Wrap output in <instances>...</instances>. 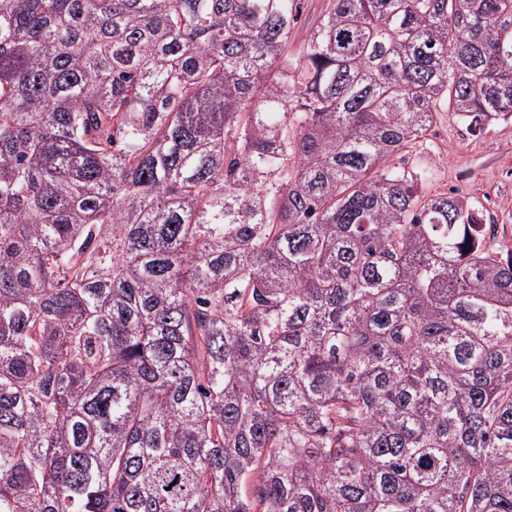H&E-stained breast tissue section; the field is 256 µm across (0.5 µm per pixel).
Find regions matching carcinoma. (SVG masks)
<instances>
[{"label":"carcinoma","mask_w":512,"mask_h":512,"mask_svg":"<svg viewBox=\"0 0 512 512\" xmlns=\"http://www.w3.org/2000/svg\"><path fill=\"white\" fill-rule=\"evenodd\" d=\"M301 2L0 0V512H512V0ZM323 0H305L304 1V10L302 12L301 18L298 22L295 34V43L296 46H299L303 39L305 38L308 30L315 25L317 22L321 3ZM425 141L435 171L428 190L483 206L497 224V240L512 243V122L475 133L453 112H440Z\"/></svg>","instance_id":"1"}]
</instances>
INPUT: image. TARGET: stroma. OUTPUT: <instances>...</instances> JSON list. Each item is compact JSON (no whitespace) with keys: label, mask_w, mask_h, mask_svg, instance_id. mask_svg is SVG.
<instances>
[{"label":"stroma","mask_w":512,"mask_h":512,"mask_svg":"<svg viewBox=\"0 0 512 512\" xmlns=\"http://www.w3.org/2000/svg\"><path fill=\"white\" fill-rule=\"evenodd\" d=\"M425 141L435 171L430 192L448 191L482 207L497 224L498 240L512 243V122L476 133L446 111Z\"/></svg>","instance_id":"35a3bbf8"}]
</instances>
